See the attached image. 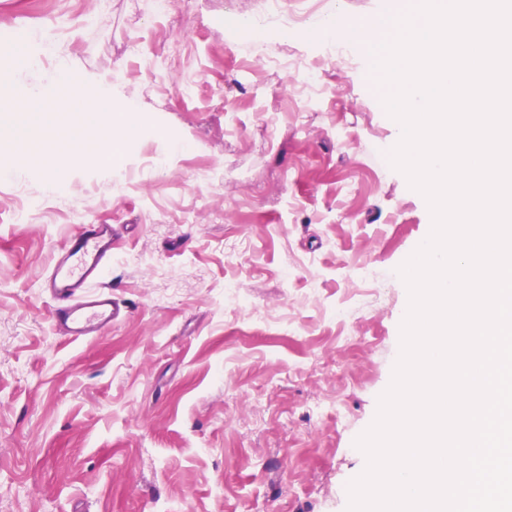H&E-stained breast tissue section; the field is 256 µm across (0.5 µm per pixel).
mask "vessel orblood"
Masks as SVG:
<instances>
[{"instance_id":"obj_1","label":"vessel or blood","mask_w":512,"mask_h":512,"mask_svg":"<svg viewBox=\"0 0 512 512\" xmlns=\"http://www.w3.org/2000/svg\"><path fill=\"white\" fill-rule=\"evenodd\" d=\"M114 238L112 225H82L57 250L41 283L43 293L55 303L56 331L70 340L96 338L125 313L108 282Z\"/></svg>"}]
</instances>
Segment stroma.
<instances>
[{"instance_id": "obj_1", "label": "stroma", "mask_w": 512, "mask_h": 512, "mask_svg": "<svg viewBox=\"0 0 512 512\" xmlns=\"http://www.w3.org/2000/svg\"><path fill=\"white\" fill-rule=\"evenodd\" d=\"M411 3L172 0L166 17L112 0L88 28L93 0H0V158L17 166L0 175V512H347L408 306L382 274L432 220L390 164L374 54L326 53V23ZM256 12L267 28L234 31ZM106 94L142 118L120 162L50 166L48 131L105 135L73 105ZM29 196L42 207L16 222ZM87 220L117 229L127 314L73 342L40 282Z\"/></svg>"}]
</instances>
